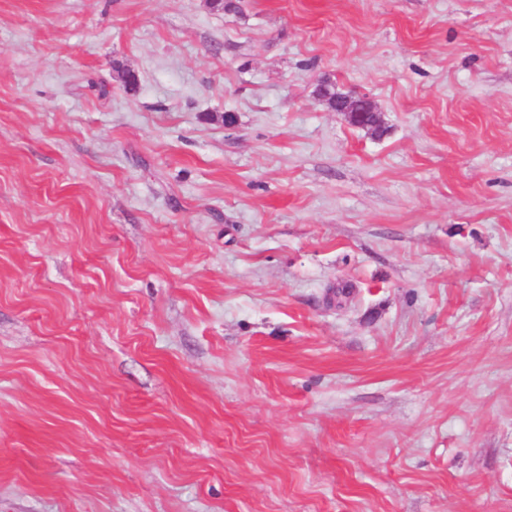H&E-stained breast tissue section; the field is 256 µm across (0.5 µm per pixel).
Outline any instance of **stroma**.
Masks as SVG:
<instances>
[{
  "label": "stroma",
  "mask_w": 512,
  "mask_h": 512,
  "mask_svg": "<svg viewBox=\"0 0 512 512\" xmlns=\"http://www.w3.org/2000/svg\"><path fill=\"white\" fill-rule=\"evenodd\" d=\"M236 2L0 0V512H512V0ZM343 102L344 105L340 109H336V112H355V125L369 130L370 126L374 123L373 116L369 112L361 111L377 112L372 101L365 97H358L353 101L343 99Z\"/></svg>",
  "instance_id": "35a3bbf8"
}]
</instances>
